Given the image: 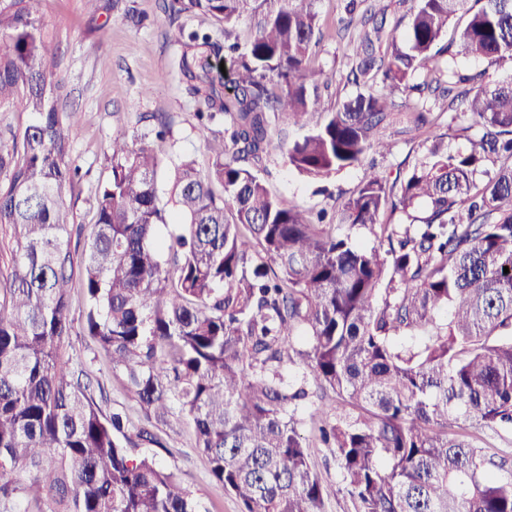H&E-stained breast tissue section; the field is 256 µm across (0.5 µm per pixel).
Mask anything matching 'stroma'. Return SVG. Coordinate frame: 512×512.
I'll list each match as a JSON object with an SVG mask.
<instances>
[{"label":"stroma","mask_w":512,"mask_h":512,"mask_svg":"<svg viewBox=\"0 0 512 512\" xmlns=\"http://www.w3.org/2000/svg\"><path fill=\"white\" fill-rule=\"evenodd\" d=\"M348 0H319L322 36L311 60L321 70L328 87L323 91V106L331 110L355 94L347 81L351 64L349 43L366 14L370 0H357L354 11H346ZM44 20L59 35V50L53 69L67 84L62 103L65 113L79 125L70 160L79 170L74 182L63 190L66 204L73 210L76 225L89 227L94 222V198L110 170L109 143L116 130H125L135 140H152L157 129V115H164L168 125V162L162 169L159 197L162 204H173L174 165L181 159L195 160L199 169H207V139L225 136L224 116H216L207 132H200L197 104L187 91V84L174 68L181 48L174 41L176 25L185 31L207 29L208 23L195 15H182L171 24L162 0H98L90 9L86 0H46ZM467 118H453L442 112L435 129L413 131L410 109L402 105L382 131L392 141L390 154L375 156L378 168L392 173H407L423 161L434 134H445L449 152L465 150L469 133ZM368 173L361 164L317 181L289 167L284 155L273 152L260 172L272 193L283 196L308 211L335 213L352 196ZM79 358L93 380L99 381L112 408L139 413L137 399L121 373L113 371L107 358L92 344L75 338L69 350ZM315 403L298 407L296 416L303 422L313 462L330 491L328 512H349L348 500L339 493L336 464L327 448L316 438L313 414ZM162 437L171 448L168 467L201 501L207 512H241L238 500L210 476L205 457L194 446L189 429L178 419H171Z\"/></svg>","instance_id":"obj_1"}]
</instances>
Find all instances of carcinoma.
<instances>
[{
	"label": "carcinoma",
	"mask_w": 512,
	"mask_h": 512,
	"mask_svg": "<svg viewBox=\"0 0 512 512\" xmlns=\"http://www.w3.org/2000/svg\"><path fill=\"white\" fill-rule=\"evenodd\" d=\"M316 2L164 0L172 19L211 21L202 34L178 28L177 66L199 120L221 113L231 133L208 141L207 178L192 160L176 165L171 215L157 188L163 150L122 130L110 140L79 320L141 422L103 409L72 366L62 189L78 175L79 126L59 111L65 80L43 0H0V112L31 115L0 131V225L14 242L0 296V512H202L161 460L159 426L175 412L242 512H326L329 491L290 411L312 395L351 512H512V455L474 435L512 428V0H413L399 38L370 10L348 74L356 95L288 144V165L322 179L391 151L379 133L396 95L416 130L445 99L465 105L478 127L468 151L436 140L405 177L373 169L342 204L339 223L387 243L386 259L258 175L279 116L306 128L320 106ZM458 15L464 28L446 42ZM244 17L256 26L247 50L222 45ZM224 50L228 80L213 63ZM460 58L509 75L467 88ZM422 72L430 79L415 82ZM498 161L475 189L473 175ZM421 205L426 215H413ZM398 210L409 224L387 219ZM295 357L296 389L282 374Z\"/></svg>",
	"instance_id": "obj_1"
}]
</instances>
